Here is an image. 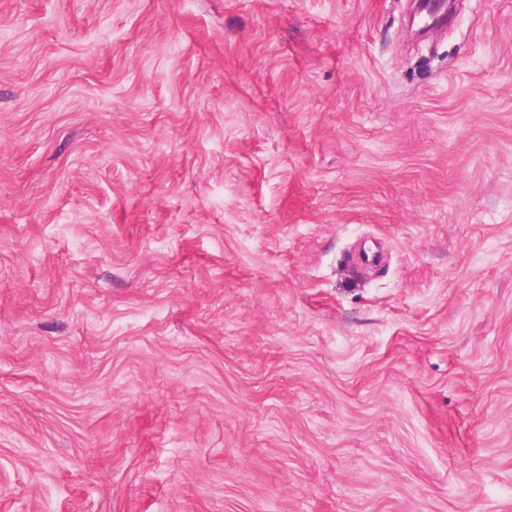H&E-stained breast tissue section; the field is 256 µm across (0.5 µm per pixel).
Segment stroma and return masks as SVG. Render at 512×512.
Returning a JSON list of instances; mask_svg holds the SVG:
<instances>
[{
    "instance_id": "obj_1",
    "label": "stroma",
    "mask_w": 512,
    "mask_h": 512,
    "mask_svg": "<svg viewBox=\"0 0 512 512\" xmlns=\"http://www.w3.org/2000/svg\"><path fill=\"white\" fill-rule=\"evenodd\" d=\"M455 2L0 0V512H512V0Z\"/></svg>"
}]
</instances>
